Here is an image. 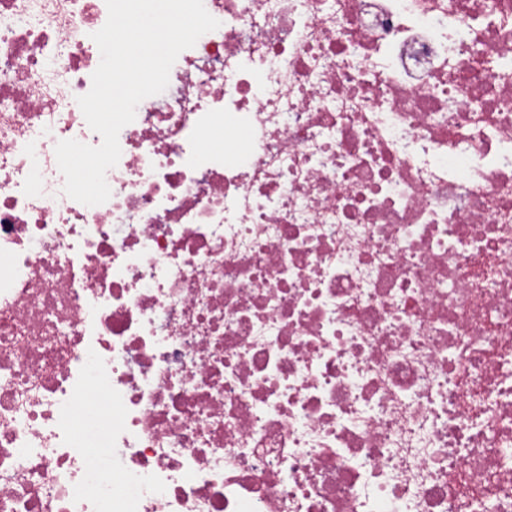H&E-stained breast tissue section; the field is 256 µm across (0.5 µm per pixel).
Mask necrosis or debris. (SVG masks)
Segmentation results:
<instances>
[{"label":"necrosis or debris","mask_w":512,"mask_h":512,"mask_svg":"<svg viewBox=\"0 0 512 512\" xmlns=\"http://www.w3.org/2000/svg\"><path fill=\"white\" fill-rule=\"evenodd\" d=\"M203 3L87 206L106 2L0 0V512H512V0Z\"/></svg>","instance_id":"4bbe7bcc"}]
</instances>
